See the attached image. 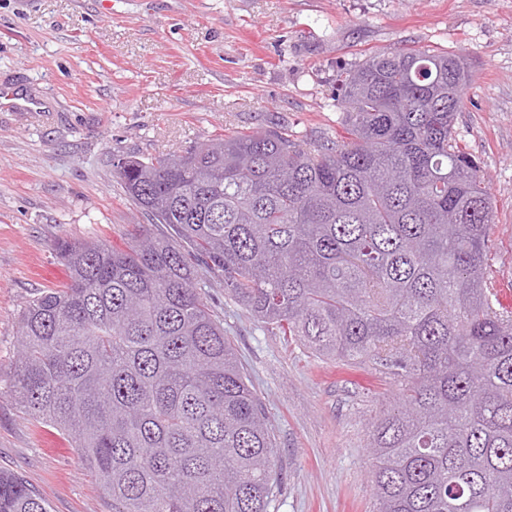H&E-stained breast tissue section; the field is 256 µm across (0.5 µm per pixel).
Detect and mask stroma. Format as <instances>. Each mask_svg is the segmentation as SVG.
<instances>
[{
  "mask_svg": "<svg viewBox=\"0 0 512 512\" xmlns=\"http://www.w3.org/2000/svg\"><path fill=\"white\" fill-rule=\"evenodd\" d=\"M399 48L469 70L454 137L494 201L493 285L512 291V0H0V86L43 106L0 103V470L52 512H112L71 439L23 413L11 365L23 308L67 279L55 242L175 236L128 198L113 155L252 130L344 136L337 73ZM201 292L271 424L282 468L269 512H373L366 435L393 385L258 323L220 281ZM15 88L11 87H0V99L10 97L16 102L13 103V111L16 112H42L43 108L40 103L30 97L29 95L21 92H15Z\"/></svg>",
  "mask_w": 512,
  "mask_h": 512,
  "instance_id": "stroma-1",
  "label": "stroma"
}]
</instances>
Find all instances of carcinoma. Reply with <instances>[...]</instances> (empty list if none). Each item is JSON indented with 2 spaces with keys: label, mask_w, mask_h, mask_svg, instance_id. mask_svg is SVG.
<instances>
[{
  "label": "carcinoma",
  "mask_w": 512,
  "mask_h": 512,
  "mask_svg": "<svg viewBox=\"0 0 512 512\" xmlns=\"http://www.w3.org/2000/svg\"><path fill=\"white\" fill-rule=\"evenodd\" d=\"M453 54L378 52L336 76L347 137L252 131L199 160L113 158L180 242L60 240L68 282L23 309L14 392L69 435L112 512H268L265 410L197 288L395 385L367 432L373 512H512V315L488 271L493 200L453 129ZM0 512H51L0 472Z\"/></svg>",
  "instance_id": "1"
}]
</instances>
